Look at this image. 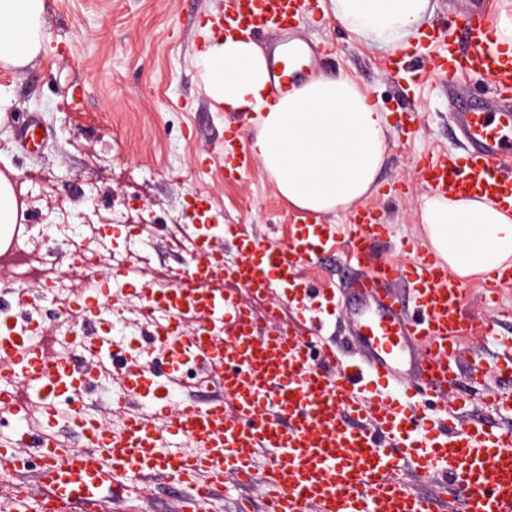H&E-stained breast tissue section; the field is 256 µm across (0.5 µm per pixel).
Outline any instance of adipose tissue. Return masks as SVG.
<instances>
[{"label":"adipose tissue","mask_w":512,"mask_h":512,"mask_svg":"<svg viewBox=\"0 0 512 512\" xmlns=\"http://www.w3.org/2000/svg\"><path fill=\"white\" fill-rule=\"evenodd\" d=\"M430 0H333L335 17L391 50L423 34ZM46 0H0V66L20 69L46 50ZM201 78L225 111L258 114L248 143L298 209L323 214L355 205L376 185L389 131L386 112L344 74L271 93L266 52L250 35H209ZM420 220L428 245L459 279L512 266V211L462 197L425 198Z\"/></svg>","instance_id":"adipose-tissue-1"}]
</instances>
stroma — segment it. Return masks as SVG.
<instances>
[{"label": "stroma", "mask_w": 512, "mask_h": 512, "mask_svg": "<svg viewBox=\"0 0 512 512\" xmlns=\"http://www.w3.org/2000/svg\"><path fill=\"white\" fill-rule=\"evenodd\" d=\"M224 8L225 0H47V53L20 70L0 68V173L12 183L39 187L49 204L70 212L87 210L93 199L108 205L137 197L143 217L158 223V257L144 270V284L184 267V256L170 244L169 217L193 223L188 204L197 195L210 198L212 221L224 225V251L231 255L239 239L285 238L297 226L298 210L257 158L235 176L220 172L226 140L255 133L258 122L257 114L238 116L215 106L200 79L205 27L222 18ZM296 33L319 46V74L349 75L390 114L380 188L363 205L387 226L379 253L409 264L414 255L407 244L423 239L419 209L428 191L421 160L458 146L449 117L452 92L441 83L394 78L383 67L389 49L336 21L331 0H310ZM32 118L51 135L30 153L20 135ZM320 221L332 225L335 243L303 266L299 287L275 288L268 299L241 293L236 300L252 310L264 332L290 326L296 309H306L323 337L357 364L361 354L350 341L357 306L348 294L356 270L344 261L350 213H325ZM272 304L286 311L274 324L266 318ZM500 305L506 314L498 319L496 338L465 339L459 361L484 368L483 376L463 381L470 406L511 428L512 415L485 405L504 389L498 368L512 339V287L503 289ZM194 497L192 487L166 477L123 494L128 512H176L179 502ZM244 507L262 512L259 488L228 479L208 498V512Z\"/></svg>", "instance_id": "1"}]
</instances>
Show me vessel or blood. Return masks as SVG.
Wrapping results in <instances>:
<instances>
[{
    "label": "vessel or blood",
    "mask_w": 512,
    "mask_h": 512,
    "mask_svg": "<svg viewBox=\"0 0 512 512\" xmlns=\"http://www.w3.org/2000/svg\"><path fill=\"white\" fill-rule=\"evenodd\" d=\"M299 15L298 0H230L224 16L228 34L287 31ZM490 25L471 8L454 27L432 34L436 49L419 62L421 80H455L463 74L491 80L496 106L460 97L454 114L463 153L438 152L421 168L427 188L453 197L475 195L512 206V60L492 51ZM348 261L363 270L350 289L363 308L352 326L363 354L361 368L341 367L336 346L319 333L310 338L281 329L259 333L251 311L233 291L269 295L293 282L301 264L325 251L333 234L317 219L284 240L248 237L242 259L226 272L225 288H210L189 268L168 298L170 307L188 301L204 319L191 345L199 369L220 386L207 402L185 396L177 404L158 396L155 365L148 355L113 354L133 400L151 402V416L129 415L109 431L97 421L83 425L86 451L40 445L33 477L39 495L17 494L11 512H104L100 495L108 486L157 476L205 489L234 474L243 485L259 483L266 512H440L441 499L423 487L452 488L464 512H512V429L473 419L464 425L448 412H405L400 402L362 398L364 376L395 384L401 395L407 370H416L435 396L455 393L462 370L455 359L462 337L495 335L492 320L475 322L464 312L466 288L427 251L407 267L390 260L366 265L371 243L385 226L374 211L353 216ZM413 286L415 313L404 312L393 286ZM224 322L223 335L207 323ZM22 378L44 392V411L55 418L53 394L73 382L92 388L90 367L48 359L32 348L0 369V387ZM190 437L200 448L184 457L160 446L162 437Z\"/></svg>",
    "instance_id": "obj_1"
}]
</instances>
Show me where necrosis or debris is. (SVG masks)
I'll return each instance as SVG.
<instances>
[{
    "mask_svg": "<svg viewBox=\"0 0 512 512\" xmlns=\"http://www.w3.org/2000/svg\"><path fill=\"white\" fill-rule=\"evenodd\" d=\"M129 217L126 209L114 210L107 218L97 211L76 216L47 208V230L64 242L67 263L62 265L40 258L37 266L25 268L15 281L0 288V333L18 350L32 345L44 348L53 359H85L94 368L97 383L108 386L112 411L120 418L132 408L133 402L121 386V375L112 370L113 349L134 344L138 337L148 334L158 340L150 349L151 355L154 359H163L167 345L162 336L170 323L178 322L179 335L190 336L196 331L199 318L197 310L189 303L176 314L155 305L137 318H129V305L140 300L134 290L140 273L157 254L154 220L133 223ZM110 223L124 232L120 247H113L106 233ZM105 254L124 279L114 284L113 296L98 307L106 330L99 344L94 346L87 336L84 303L93 297L99 286L97 268ZM45 300L52 304L54 311L49 330L44 333L38 326L42 318L41 303ZM6 393L20 407L31 434L62 446L68 444L67 430L76 408L84 403L82 393L58 398V415L52 426L46 425L40 400L25 380H12Z\"/></svg>",
    "mask_w": 512,
    "mask_h": 512,
    "instance_id": "obj_1",
    "label": "necrosis or debris"
}]
</instances>
